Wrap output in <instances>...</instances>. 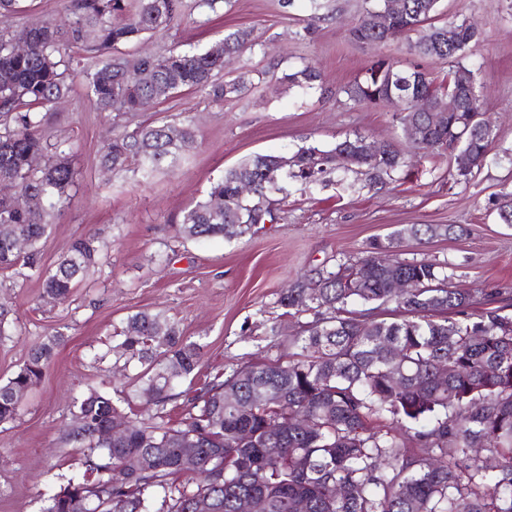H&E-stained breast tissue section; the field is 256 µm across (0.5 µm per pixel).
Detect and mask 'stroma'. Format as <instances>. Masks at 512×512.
Instances as JSON below:
<instances>
[{
  "instance_id": "stroma-1",
  "label": "stroma",
  "mask_w": 512,
  "mask_h": 512,
  "mask_svg": "<svg viewBox=\"0 0 512 512\" xmlns=\"http://www.w3.org/2000/svg\"><path fill=\"white\" fill-rule=\"evenodd\" d=\"M364 8V0H293L288 6L281 0H221L211 12L185 0L168 30L121 45L131 58L167 55L251 29L254 47L221 74L225 80L245 76L248 90L228 100L183 90L132 114L119 106L100 112L83 86L82 69L93 54L77 51L73 90L48 113L50 131L73 144V200L53 217L38 259L43 269H55L74 240L91 235L98 261L61 303L42 300L37 278L0 272V307L8 311L0 383L19 370L33 344L56 333L65 338L15 420L0 423V512H42L53 490L81 474L84 447L65 442L62 431L71 421L73 398L87 386L122 390L138 418L154 415L136 397L114 351L136 312H160L177 322L185 338L202 348L201 375L241 361L285 363L295 352L291 338L301 320L284 315L278 304L283 288L363 257L371 242L403 225L455 224L462 233L403 240L400 258L454 264V285L477 304L498 306L512 317V225L499 220L493 205L501 192L512 191V0H441L442 19L466 20L479 33L462 63L477 72L479 108L498 133L487 163L470 179L458 175L457 149L437 156L406 143L408 165L386 190L333 163L316 183H289L275 223L255 225L232 240H185L176 233L184 210L249 155L289 156L302 146L328 150L353 134L395 139L392 108L352 105L343 86L380 57L420 65L438 78L449 64L419 59L404 39L376 47L353 42L349 30ZM307 64L321 72L322 88L282 84L285 73ZM184 118L192 120L199 145L173 171L145 183L137 173L115 175L100 166L113 121L131 131L144 122ZM273 325L280 329L275 337L269 333Z\"/></svg>"
}]
</instances>
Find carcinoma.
<instances>
[{
	"label": "carcinoma",
	"mask_w": 512,
	"mask_h": 512,
	"mask_svg": "<svg viewBox=\"0 0 512 512\" xmlns=\"http://www.w3.org/2000/svg\"><path fill=\"white\" fill-rule=\"evenodd\" d=\"M389 2L373 0L351 28V40L375 45L415 33L412 51L455 63L448 81L438 87L418 67L379 58L343 93L354 105L394 106L402 139L437 154L459 144L480 168L495 128L483 131L480 122H468V113L448 111L450 99L469 101L466 88L477 92L474 71L460 59L478 32L462 21L435 22L440 0H403L405 12L386 25ZM182 8L183 0H70L67 24L44 19L27 28L23 54L14 50L15 33L0 31V177L12 181L16 194L37 199L20 210L0 198V270L37 276L50 302L67 299L97 255L93 239L79 238L55 269L44 272L38 264L49 217L70 202L75 183L65 142L45 132L46 110L70 91L72 48L100 55L84 69V87L101 112L117 100L138 112L145 102L182 90L223 99L247 89L241 76L222 84L215 76L224 70V54L237 55L251 42L248 29L224 36L218 51L210 44L133 60L113 53L142 33L169 28ZM117 15L124 21L114 23ZM319 79L309 65L283 76L290 87ZM420 95L446 111L443 124L416 111ZM364 141L355 135L329 151L302 147L286 168L275 154H254L225 170L207 198L183 213L176 232L185 239L241 237L275 221L272 205L288 180L317 181L342 155L384 187L403 170L404 157L388 141L375 158ZM197 146L188 119L149 124L115 134L101 164L116 174L132 169L147 181ZM244 181L254 185V196L239 193ZM495 206L500 220L512 224V192ZM453 233L451 224L407 225L374 242L364 258L284 290L278 304L286 313L313 314L293 338L295 359L233 365L182 391L178 383L195 377L201 362L199 348L160 312L129 316L118 348L124 367L140 364L138 394L157 408L155 417L135 421L121 400L93 387L75 399L64 434L68 442L88 443L83 474L59 486L43 512H195L192 504L202 496L213 501L214 512H239V501L251 494L266 497L268 512H293L297 499L307 502V512H512V318L496 307L475 308L468 291L448 287L452 265L396 254L406 237ZM17 238L27 244L23 253L13 249ZM396 279L413 282L412 292L395 295ZM352 301L365 309H347ZM389 302L399 318L370 316ZM63 342L45 337L0 384V423L15 419ZM170 404L181 410L175 423L165 419ZM294 417L307 424L272 430ZM111 419L131 423L125 438L107 439ZM189 446L196 449L192 464L181 455ZM266 448L281 453L269 458Z\"/></svg>",
	"instance_id": "1"
}]
</instances>
